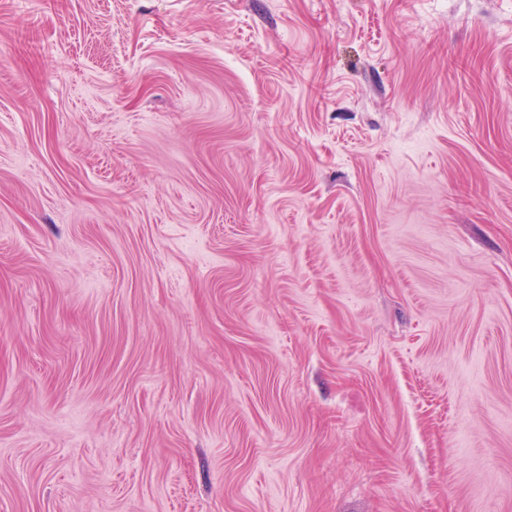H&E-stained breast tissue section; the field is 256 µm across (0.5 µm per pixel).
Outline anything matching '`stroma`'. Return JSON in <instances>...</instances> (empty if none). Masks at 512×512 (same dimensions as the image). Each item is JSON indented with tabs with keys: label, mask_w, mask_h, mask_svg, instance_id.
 <instances>
[{
	"label": "stroma",
	"mask_w": 512,
	"mask_h": 512,
	"mask_svg": "<svg viewBox=\"0 0 512 512\" xmlns=\"http://www.w3.org/2000/svg\"><path fill=\"white\" fill-rule=\"evenodd\" d=\"M0 512H512V0H0Z\"/></svg>",
	"instance_id": "stroma-1"
}]
</instances>
